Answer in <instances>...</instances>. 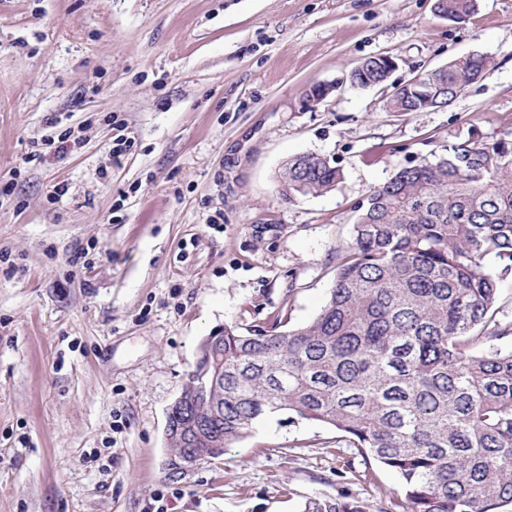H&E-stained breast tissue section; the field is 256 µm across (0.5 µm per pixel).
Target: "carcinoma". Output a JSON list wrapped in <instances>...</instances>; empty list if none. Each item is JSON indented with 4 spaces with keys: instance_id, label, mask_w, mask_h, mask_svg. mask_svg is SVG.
Returning <instances> with one entry per match:
<instances>
[{
    "instance_id": "carcinoma-1",
    "label": "carcinoma",
    "mask_w": 512,
    "mask_h": 512,
    "mask_svg": "<svg viewBox=\"0 0 512 512\" xmlns=\"http://www.w3.org/2000/svg\"><path fill=\"white\" fill-rule=\"evenodd\" d=\"M476 0H437L467 19ZM492 64L472 52L427 75L432 94L402 90L386 108L429 112ZM386 61L367 57L355 86L386 83ZM341 170L314 153L286 160L283 195L319 196ZM512 275V131L463 140L433 161L404 167L358 209L328 300L291 330L224 326L213 357L224 386L187 410L224 447L277 413L348 438L366 464L400 481L406 512H512V336L499 283ZM303 512H364L309 499Z\"/></svg>"
}]
</instances>
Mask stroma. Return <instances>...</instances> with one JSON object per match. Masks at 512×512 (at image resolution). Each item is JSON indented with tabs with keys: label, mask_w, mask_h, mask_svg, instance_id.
Segmentation results:
<instances>
[{
	"label": "stroma",
	"mask_w": 512,
	"mask_h": 512,
	"mask_svg": "<svg viewBox=\"0 0 512 512\" xmlns=\"http://www.w3.org/2000/svg\"><path fill=\"white\" fill-rule=\"evenodd\" d=\"M435 4L0 0V512H403L396 475L322 424L274 415L181 477L165 426L205 336L320 312L373 188L512 131V0L463 22ZM474 51L494 67L429 112L346 81L381 53L403 82ZM114 116L135 139L117 163ZM311 152L341 182L286 199L283 163ZM302 512H365L361 506L340 499H309Z\"/></svg>",
	"instance_id": "35a3bbf8"
}]
</instances>
